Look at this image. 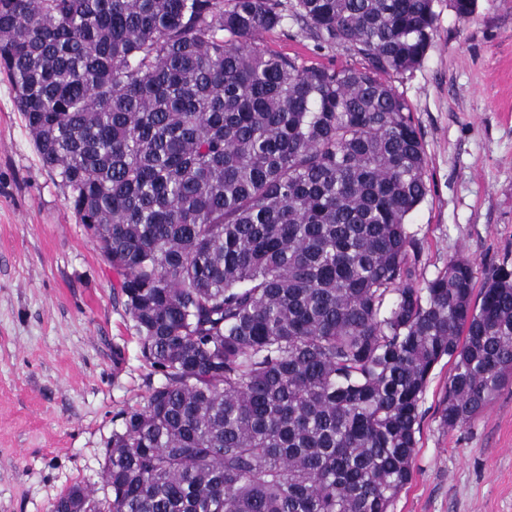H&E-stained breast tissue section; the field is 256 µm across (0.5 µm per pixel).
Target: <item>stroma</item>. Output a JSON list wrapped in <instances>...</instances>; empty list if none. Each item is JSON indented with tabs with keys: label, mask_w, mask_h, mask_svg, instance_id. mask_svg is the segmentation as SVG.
Segmentation results:
<instances>
[{
	"label": "stroma",
	"mask_w": 512,
	"mask_h": 512,
	"mask_svg": "<svg viewBox=\"0 0 512 512\" xmlns=\"http://www.w3.org/2000/svg\"><path fill=\"white\" fill-rule=\"evenodd\" d=\"M432 48L392 84L408 101L427 155L429 193L410 215L426 281L449 257L475 260L477 282L512 268V0H477L459 20L436 0ZM261 48L306 64H359L315 48L296 23ZM63 189L43 167L0 75V512H51L72 485L101 488L120 411L161 377ZM452 366L426 387L410 484L390 512H512V384L469 425L441 420Z\"/></svg>",
	"instance_id": "stroma-1"
}]
</instances>
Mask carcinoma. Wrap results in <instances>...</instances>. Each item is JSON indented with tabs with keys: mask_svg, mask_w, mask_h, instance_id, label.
Returning a JSON list of instances; mask_svg holds the SVG:
<instances>
[{
	"mask_svg": "<svg viewBox=\"0 0 512 512\" xmlns=\"http://www.w3.org/2000/svg\"><path fill=\"white\" fill-rule=\"evenodd\" d=\"M435 0H0V71L42 164L119 275L162 381L118 414L86 512H389L420 403L512 380V269L419 282L422 135L385 77ZM361 66L260 48L289 21Z\"/></svg>",
	"mask_w": 512,
	"mask_h": 512,
	"instance_id": "obj_1",
	"label": "carcinoma"
}]
</instances>
